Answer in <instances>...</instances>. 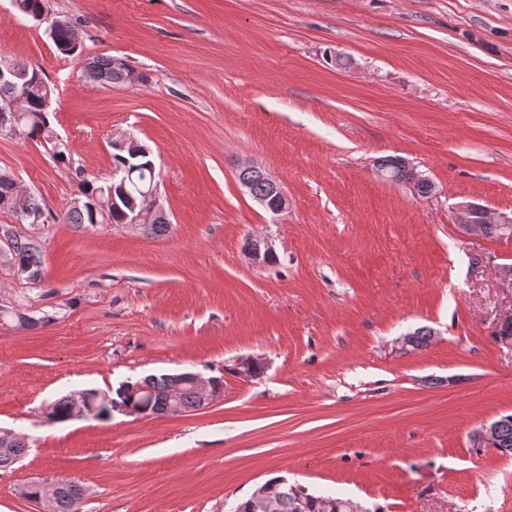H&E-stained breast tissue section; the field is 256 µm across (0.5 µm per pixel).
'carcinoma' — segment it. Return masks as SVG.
Here are the masks:
<instances>
[{"label": "carcinoma", "instance_id": "cac0c4a2", "mask_svg": "<svg viewBox=\"0 0 512 512\" xmlns=\"http://www.w3.org/2000/svg\"><path fill=\"white\" fill-rule=\"evenodd\" d=\"M46 0H14L15 8L21 13L32 16L44 12ZM74 25L66 20H60L51 37L57 50L67 56L78 54L79 44L73 40ZM13 70L21 75L18 80L20 92L24 95L22 112H20L24 134L20 139L29 142L37 141L42 129L50 125L51 113L43 109L45 99L54 95V88L47 81L42 70L27 66L20 62H11ZM86 78L106 85H130L141 80L129 64L119 57L94 56L92 66L84 68ZM112 168H124L130 164L135 172L127 178L122 191L112 190V178L103 180L89 179L75 170L74 180L78 195L100 201L97 208H69L65 214L68 224H76L88 228L96 224H124L130 213L128 204L140 201L149 192L152 185L159 182L158 173L152 157L133 158L130 148H121L112 144ZM51 158L60 167L72 170L71 154L67 144L49 147ZM238 178L250 181L254 194L267 197L271 194L265 177L260 173L238 174ZM15 180L8 174L0 173V212L14 213V198L10 189ZM10 261L26 271V277L31 281L43 279L41 250L37 240L27 235H16L14 250ZM140 393L136 403L147 412V415H176L191 409H200L203 404L192 386H182L178 400H170V389L174 384V375H149L139 381ZM96 405L94 416L106 418L120 407L130 402L127 391L118 387L111 394L95 389H85L79 393H70L47 404L46 410L52 422H64L71 419L78 400ZM177 409H172V406ZM498 442L493 449L504 456L512 457V414L498 419ZM27 451L24 439H19L13 445L0 447V470H7L17 462ZM265 496L273 503L274 512H324L322 499H327L331 505L330 512H382L380 508L373 510L363 507L360 503L338 495L325 496L309 491L306 487L288 481L284 477H274L261 483ZM85 491L76 482H67L65 491L51 500L42 502V512H78V504L82 501Z\"/></svg>", "mask_w": 512, "mask_h": 512}]
</instances>
